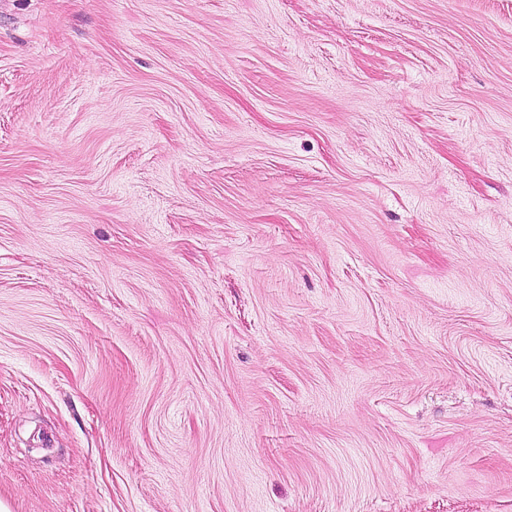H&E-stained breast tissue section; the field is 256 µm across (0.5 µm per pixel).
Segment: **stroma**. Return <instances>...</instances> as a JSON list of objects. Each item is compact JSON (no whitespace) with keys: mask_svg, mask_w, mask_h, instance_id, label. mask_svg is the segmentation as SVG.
<instances>
[{"mask_svg":"<svg viewBox=\"0 0 512 512\" xmlns=\"http://www.w3.org/2000/svg\"><path fill=\"white\" fill-rule=\"evenodd\" d=\"M8 512H512V0H0Z\"/></svg>","mask_w":512,"mask_h":512,"instance_id":"1","label":"stroma"}]
</instances>
